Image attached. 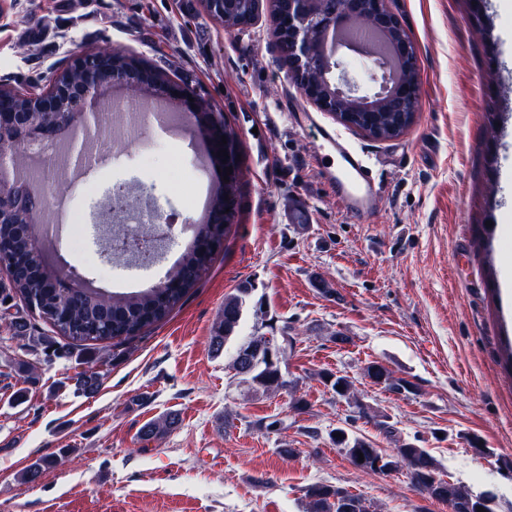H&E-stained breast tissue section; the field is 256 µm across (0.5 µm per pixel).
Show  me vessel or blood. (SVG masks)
<instances>
[{
    "label": "vessel or blood",
    "mask_w": 512,
    "mask_h": 512,
    "mask_svg": "<svg viewBox=\"0 0 512 512\" xmlns=\"http://www.w3.org/2000/svg\"><path fill=\"white\" fill-rule=\"evenodd\" d=\"M293 118L298 125L316 126L314 117L304 109H296ZM324 149L336 158V194L348 214L364 220L374 209L378 188L373 171L364 155L352 147L337 131L316 126Z\"/></svg>",
    "instance_id": "vessel-or-blood-1"
}]
</instances>
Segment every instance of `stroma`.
<instances>
[{
	"label": "stroma",
	"instance_id": "stroma-1",
	"mask_svg": "<svg viewBox=\"0 0 512 512\" xmlns=\"http://www.w3.org/2000/svg\"><path fill=\"white\" fill-rule=\"evenodd\" d=\"M418 57L421 108L386 141L341 128L364 151L380 186L376 210L352 220L328 180L313 131L280 101L297 87L260 14L232 34L199 0H0V84L45 87L74 54L108 46L135 54L223 112L240 143L238 213L195 288L136 338L102 348L98 394L74 395L78 361L31 356L38 383L22 385L23 352L0 330V512H306L305 491L337 485L373 512H448L406 469L367 473L330 437L353 408L323 380L348 376L357 396L388 418L355 432L392 451L426 448L443 479L512 512V301L500 279L512 266V0H389ZM103 156L79 181L63 177L65 232L53 261L107 292L155 285L164 266L139 270L107 255L91 223L107 189L146 188L180 225L176 260L204 215L214 184L196 131L145 119L134 135L94 148ZM308 217L293 223V207ZM331 293H322L318 279ZM251 283L244 332L262 323L283 340L288 385L253 390L209 350L224 300ZM347 336L344 344L336 335ZM372 362L411 381L385 391ZM302 399L306 412L292 410ZM180 425L158 441L140 428L167 412ZM280 420L278 430L266 422ZM35 482L21 479L59 455Z\"/></svg>",
	"mask_w": 512,
	"mask_h": 512
}]
</instances>
